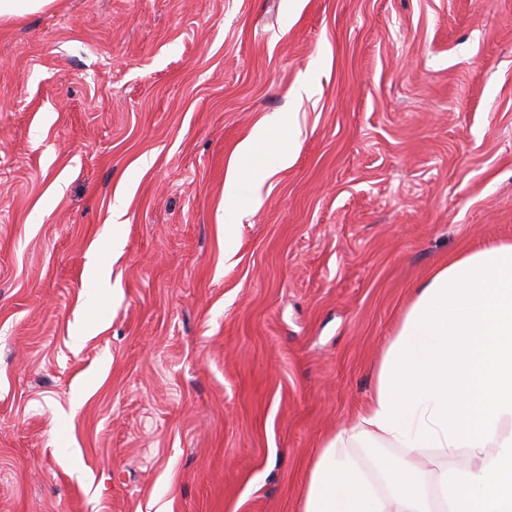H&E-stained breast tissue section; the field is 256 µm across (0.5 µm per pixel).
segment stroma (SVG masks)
Here are the masks:
<instances>
[{
  "label": "stroma",
  "mask_w": 512,
  "mask_h": 512,
  "mask_svg": "<svg viewBox=\"0 0 512 512\" xmlns=\"http://www.w3.org/2000/svg\"><path fill=\"white\" fill-rule=\"evenodd\" d=\"M277 113L294 160L233 218L237 147ZM499 242L512 0L0 21V512H301L415 289Z\"/></svg>",
  "instance_id": "obj_1"
}]
</instances>
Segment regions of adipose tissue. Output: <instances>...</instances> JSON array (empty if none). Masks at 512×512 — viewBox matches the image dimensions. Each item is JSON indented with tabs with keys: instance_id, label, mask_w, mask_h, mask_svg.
I'll use <instances>...</instances> for the list:
<instances>
[{
	"instance_id": "obj_1",
	"label": "adipose tissue",
	"mask_w": 512,
	"mask_h": 512,
	"mask_svg": "<svg viewBox=\"0 0 512 512\" xmlns=\"http://www.w3.org/2000/svg\"><path fill=\"white\" fill-rule=\"evenodd\" d=\"M299 136L286 116L260 122L237 148L226 208L286 168ZM355 443L399 454L376 481L350 455ZM462 449L481 467H450ZM302 512H512V243L453 258L416 289L356 424L316 455Z\"/></svg>"
}]
</instances>
